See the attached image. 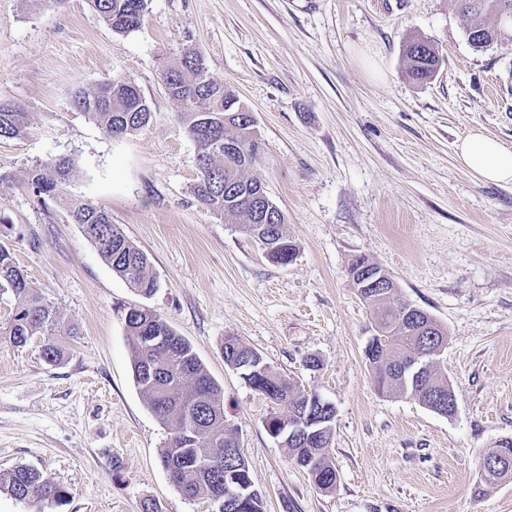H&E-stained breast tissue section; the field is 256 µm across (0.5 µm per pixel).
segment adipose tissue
I'll list each match as a JSON object with an SVG mask.
<instances>
[{"mask_svg": "<svg viewBox=\"0 0 512 512\" xmlns=\"http://www.w3.org/2000/svg\"><path fill=\"white\" fill-rule=\"evenodd\" d=\"M456 159L484 183H512V149L482 131H471L456 147Z\"/></svg>", "mask_w": 512, "mask_h": 512, "instance_id": "1", "label": "adipose tissue"}]
</instances>
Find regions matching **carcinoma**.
Instances as JSON below:
<instances>
[{
  "instance_id": "1",
  "label": "carcinoma",
  "mask_w": 512,
  "mask_h": 512,
  "mask_svg": "<svg viewBox=\"0 0 512 512\" xmlns=\"http://www.w3.org/2000/svg\"><path fill=\"white\" fill-rule=\"evenodd\" d=\"M93 6L112 32L124 34L138 29L143 22L147 0H92ZM465 16L476 18L468 34H479V41L471 42L483 49L505 37L512 30L504 25L512 18V0H455ZM407 60L406 75L414 82L424 83L437 72L441 63L433 44L417 39L404 49ZM169 96L180 102L183 112L180 120L197 147L200 171L193 193L215 216L226 224H236L242 232L252 235L255 217L251 194L256 187L264 188L257 177L247 171L261 162V149L256 147V121L251 112L223 83L208 73L199 53L187 51L163 75ZM132 80L115 76L110 81L88 92L75 95L76 107L112 136L134 134L146 128L152 113L139 111L140 92L131 88ZM27 114L10 106H0V139H18L25 134ZM238 143L245 150L247 161L242 163L224 153V141ZM71 176L68 160L51 159L30 173V181L39 197L64 194ZM266 206L277 213V219L268 223L267 237L276 249L267 257L277 263L296 254V245L288 237L285 216L271 200ZM72 223L83 235L112 272L125 280L130 288L143 297L153 295L159 288L157 277L150 270L147 256L112 223V216L104 209L78 204L70 210ZM12 291L16 307L7 329L0 334L16 345L26 344L32 337H43L42 356L45 362L55 364L64 351L60 337L72 334V329L60 319L55 307L41 297L30 285L26 275L14 263L9 249L0 245V288ZM372 320L383 339L381 347L368 360L373 383L378 392L390 395L403 387L395 371L408 356L416 351L431 352L438 344L434 332L420 336L410 321L401 317L399 306L391 299L369 303ZM125 326L133 341V378L147 397L151 410L169 431L170 439L161 462L172 470L173 482L181 486L189 498L200 495L213 497L224 492V463L218 462L219 451L240 444L237 432L228 426L224 415L222 390L210 376L190 342L178 335L166 319L144 308L131 307L125 314ZM224 362L235 368L241 359L256 354L234 336L224 340ZM281 380L278 395L270 402L289 412L301 405L311 394L298 382L277 373ZM448 400V377L437 366L425 373L418 382L415 399L431 404L436 399ZM289 450L299 466L307 470L316 465L327 471L333 467L328 447L311 437L291 443ZM10 492L19 500H33L44 504L60 503L67 491L44 479L32 467L20 465L7 475L0 476V490Z\"/></svg>"
}]
</instances>
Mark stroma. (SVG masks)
Instances as JSON below:
<instances>
[{"mask_svg": "<svg viewBox=\"0 0 512 512\" xmlns=\"http://www.w3.org/2000/svg\"><path fill=\"white\" fill-rule=\"evenodd\" d=\"M470 25L453 0H148L121 35L90 0H0V101L27 114L24 136L0 140V245L76 329L55 365L41 337L0 336V474L27 465L63 487L45 512H143L148 499L217 512L161 463L169 434L133 380L124 323L146 306L221 386L264 512H512V481L475 492L482 456L512 437V184L478 182L454 158L475 129L512 148V49H474ZM414 38L444 58L422 84L405 73ZM189 49L257 122L255 174L285 215L290 264L193 193L197 147L162 81ZM116 75L153 113L123 137L73 105ZM59 157L67 201L37 197L30 172ZM79 203L103 207L148 257L151 297L72 223ZM359 254L393 275L395 302L447 329L454 416L375 389L370 315L348 275ZM228 336L335 405L334 489L270 434L276 408L225 364Z\"/></svg>", "mask_w": 512, "mask_h": 512, "instance_id": "obj_1", "label": "stroma"}]
</instances>
